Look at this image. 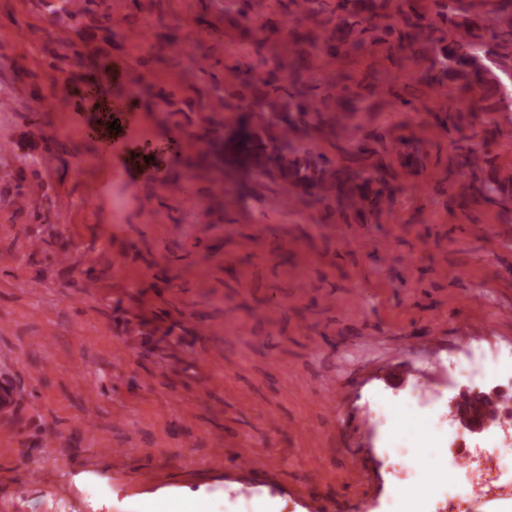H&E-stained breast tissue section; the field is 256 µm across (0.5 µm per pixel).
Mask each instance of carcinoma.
Wrapping results in <instances>:
<instances>
[{
    "mask_svg": "<svg viewBox=\"0 0 512 512\" xmlns=\"http://www.w3.org/2000/svg\"><path fill=\"white\" fill-rule=\"evenodd\" d=\"M290 5L289 21L296 25L327 15L332 25L329 40L336 50L349 45L358 51L368 43L379 44L382 39L376 32L381 29L397 35L389 48L401 53L408 70L424 65L432 88L440 90L446 81L459 80L465 97L478 93L483 100L512 106V59L499 52L503 44L512 42V0L478 14L469 13L463 0H434L436 15L456 28L453 34L428 22L412 0H336L331 10L326 0H290ZM388 19L410 32L397 33V28L385 25ZM354 32L358 39L351 42ZM313 45L312 38L296 36L273 48L278 68L285 70L279 84L271 80L272 73L246 63L235 70L249 93L231 94L225 89L209 96L213 110L249 112L257 118L255 124L244 121L233 132L234 150L253 160L260 174L283 180L297 196L318 195L326 186L340 183L342 175L323 156L288 153L289 136L299 131L320 133L324 126L318 101L298 89L306 80L294 64Z\"/></svg>",
    "mask_w": 512,
    "mask_h": 512,
    "instance_id": "1",
    "label": "carcinoma"
}]
</instances>
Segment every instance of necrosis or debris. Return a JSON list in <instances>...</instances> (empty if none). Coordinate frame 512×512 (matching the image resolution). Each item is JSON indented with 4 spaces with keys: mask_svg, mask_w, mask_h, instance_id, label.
<instances>
[{
    "mask_svg": "<svg viewBox=\"0 0 512 512\" xmlns=\"http://www.w3.org/2000/svg\"><path fill=\"white\" fill-rule=\"evenodd\" d=\"M454 371L478 384L512 378V355L470 354L455 362ZM432 399V389L417 385L403 405L378 401L367 412L371 428L382 433L394 463L396 488L389 512H434L443 496L448 499V512H462V505L489 495L493 477L512 474V427L507 425L491 427L493 440L478 458L463 456L449 463L450 436L464 434L465 429L452 414L431 408Z\"/></svg>",
    "mask_w": 512,
    "mask_h": 512,
    "instance_id": "necrosis-or-debris-1",
    "label": "necrosis or debris"
}]
</instances>
